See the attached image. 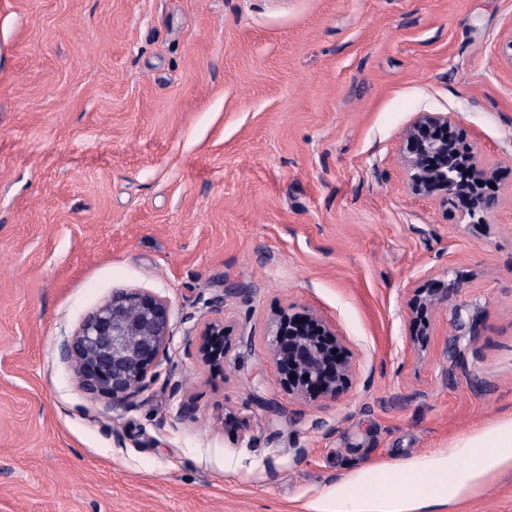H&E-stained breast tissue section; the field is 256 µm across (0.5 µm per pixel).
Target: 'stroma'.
Here are the masks:
<instances>
[{
  "label": "stroma",
  "mask_w": 512,
  "mask_h": 512,
  "mask_svg": "<svg viewBox=\"0 0 512 512\" xmlns=\"http://www.w3.org/2000/svg\"><path fill=\"white\" fill-rule=\"evenodd\" d=\"M511 39L512 0H0V512H327L512 416ZM421 112L503 168L485 223L410 192ZM121 289L169 301L172 342L116 409L61 345ZM284 312L340 335L336 399L283 383ZM457 509L512 512V466ZM416 288L414 294L407 304L408 315L411 319L421 318L428 306L448 307L452 305L454 298L459 292L456 282L439 284L436 288ZM416 292V293H415ZM426 293V295H424ZM213 316L200 326L198 337V355L201 362L208 366H223L227 336H232L231 325L224 318V301L216 300L212 309Z\"/></svg>",
  "instance_id": "obj_1"
}]
</instances>
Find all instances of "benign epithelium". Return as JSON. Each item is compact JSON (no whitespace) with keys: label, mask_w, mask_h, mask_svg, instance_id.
<instances>
[{"label":"benign epithelium","mask_w":512,"mask_h":512,"mask_svg":"<svg viewBox=\"0 0 512 512\" xmlns=\"http://www.w3.org/2000/svg\"><path fill=\"white\" fill-rule=\"evenodd\" d=\"M454 122L450 113H419L401 149L409 188L417 196L437 199L445 210L466 195L472 212L491 214L500 200L484 185L495 171L484 165L473 147L448 135ZM458 292L459 286L451 281L435 288H417L407 304L408 315L418 319L431 305L447 307ZM230 335L224 301L218 299L212 317L198 331L201 362L223 365ZM271 336V358L295 397L331 400L347 384L351 361L340 337L325 320L312 314L284 316L273 325ZM171 341L167 299L145 290H114L64 341L61 352L74 366L82 390L109 396L116 408L143 391Z\"/></svg>","instance_id":"obj_1"}]
</instances>
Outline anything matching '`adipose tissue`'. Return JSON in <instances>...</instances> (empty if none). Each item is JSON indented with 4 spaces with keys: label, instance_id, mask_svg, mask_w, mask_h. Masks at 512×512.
<instances>
[{
    "label": "adipose tissue",
    "instance_id": "ef3b65f1",
    "mask_svg": "<svg viewBox=\"0 0 512 512\" xmlns=\"http://www.w3.org/2000/svg\"><path fill=\"white\" fill-rule=\"evenodd\" d=\"M457 445V451L423 467L406 464L382 480L367 481L356 495L340 492L332 512H421L431 505H456L466 485L512 463V418L461 435Z\"/></svg>",
    "mask_w": 512,
    "mask_h": 512
}]
</instances>
